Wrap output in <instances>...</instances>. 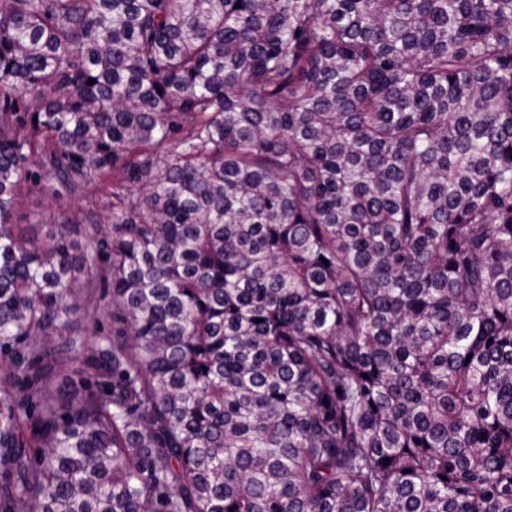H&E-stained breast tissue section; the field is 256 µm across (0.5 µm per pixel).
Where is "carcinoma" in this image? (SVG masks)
Masks as SVG:
<instances>
[{
  "label": "carcinoma",
  "mask_w": 512,
  "mask_h": 512,
  "mask_svg": "<svg viewBox=\"0 0 512 512\" xmlns=\"http://www.w3.org/2000/svg\"><path fill=\"white\" fill-rule=\"evenodd\" d=\"M0 512H512V0H0ZM109 206L102 192L92 187L76 198H53L42 192L25 191L14 213L15 224H26L29 236L43 241L48 231L45 224L59 222L62 216L84 217L90 213L107 215Z\"/></svg>",
  "instance_id": "obj_1"
}]
</instances>
